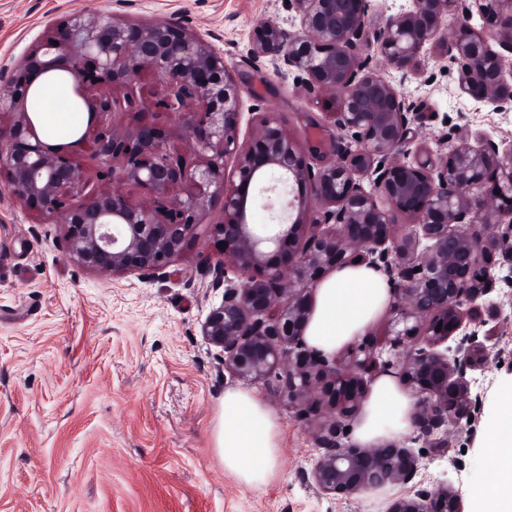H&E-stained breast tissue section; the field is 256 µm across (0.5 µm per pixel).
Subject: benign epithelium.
Wrapping results in <instances>:
<instances>
[{"label": "benign epithelium", "mask_w": 512, "mask_h": 512, "mask_svg": "<svg viewBox=\"0 0 512 512\" xmlns=\"http://www.w3.org/2000/svg\"><path fill=\"white\" fill-rule=\"evenodd\" d=\"M501 2L407 0L374 25L371 0H285L288 26L258 25L247 60L333 98L335 134L328 149L309 155L270 112L252 113V138L240 141L239 90L215 45L220 35L74 11L18 68L0 69V112L11 114L0 123V181L24 208L60 220L70 257L103 275L159 276L221 201L213 236L224 243V292L201 334L224 353V371L242 381L274 379L295 417L323 419V453L312 470L320 494L408 484L419 471L410 449L363 447L344 440L343 429L371 381L391 369L417 396L412 421L430 447H448V425L470 418L477 399L468 374L496 344L489 322L503 306L485 298L512 288V146L502 151L454 124L436 139L435 158L411 152L418 105L401 86L423 53L445 54L461 93L511 111L512 10ZM460 10L467 19L447 28ZM474 15L479 30L468 23ZM489 32L501 51L488 44ZM373 43L395 76L370 67ZM52 72L65 75L90 113L129 118L127 127L90 121L71 142L101 161L99 187L88 188L74 153L44 141L32 119L35 82ZM142 72L163 87L153 103L127 90ZM162 111L180 119L190 150L168 145ZM125 184L144 201L130 202ZM313 203L321 219L309 223ZM259 205L266 224L252 223ZM397 215L409 220L403 234ZM357 258L386 274L390 317L329 358L304 338L309 284ZM388 512H463L462 496L448 486L419 489Z\"/></svg>", "instance_id": "1"}]
</instances>
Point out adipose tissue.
<instances>
[{
  "label": "adipose tissue",
  "instance_id": "adipose-tissue-1",
  "mask_svg": "<svg viewBox=\"0 0 512 512\" xmlns=\"http://www.w3.org/2000/svg\"><path fill=\"white\" fill-rule=\"evenodd\" d=\"M391 302L385 275L356 264L323 279L315 294L305 340L331 356L375 326ZM413 404L388 373L377 377L354 426L364 446L403 432ZM281 423L252 391L226 390L213 433V443L225 473L251 488H261L276 475L281 454ZM492 478L481 491V512H512V387L502 391L484 439Z\"/></svg>",
  "mask_w": 512,
  "mask_h": 512
}]
</instances>
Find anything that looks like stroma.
Wrapping results in <instances>:
<instances>
[{
  "instance_id": "obj_1",
  "label": "stroma",
  "mask_w": 512,
  "mask_h": 512,
  "mask_svg": "<svg viewBox=\"0 0 512 512\" xmlns=\"http://www.w3.org/2000/svg\"><path fill=\"white\" fill-rule=\"evenodd\" d=\"M80 9L221 34L243 112L274 113L303 146L328 142L326 99L245 60L257 24L287 23L283 0H0V66L18 65ZM419 70L402 87L423 112L413 145L434 144L449 122L512 144V112L462 94L451 58H422ZM219 216V207L208 211L163 276L112 277L72 261L59 221L25 212L0 183V512H387L408 493L393 484L347 498L319 494L310 475L320 454L316 424L294 417L261 381L249 388L282 425L277 475L255 490L225 474L212 431L225 390L238 382L201 334L223 294L207 272L223 261L212 236ZM497 333L493 355L475 372L481 405L471 432L449 428L445 451L426 448L411 428L396 437L421 454L414 486L459 489L465 512L490 478L482 441L512 381V306Z\"/></svg>"
}]
</instances>
